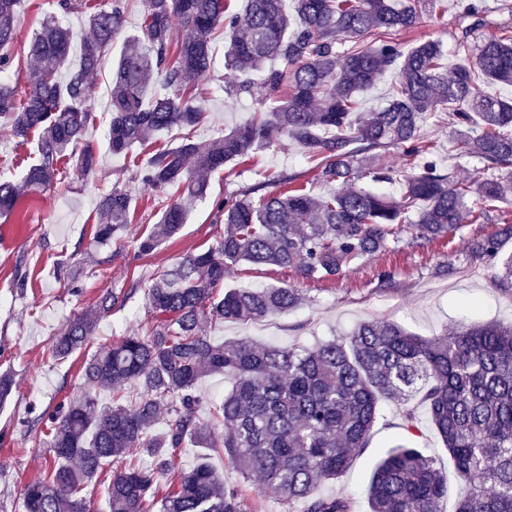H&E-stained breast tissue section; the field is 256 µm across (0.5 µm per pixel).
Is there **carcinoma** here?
<instances>
[{"label": "carcinoma", "instance_id": "carcinoma-1", "mask_svg": "<svg viewBox=\"0 0 512 512\" xmlns=\"http://www.w3.org/2000/svg\"><path fill=\"white\" fill-rule=\"evenodd\" d=\"M21 0H0V49L17 35ZM29 41L25 84L11 79L13 62L0 53V120L19 145L35 143L20 180L0 178V214L12 212L28 189L48 190L68 160L92 178L97 161L85 139L94 121L89 81L125 22L126 0H55ZM82 14L90 36L73 51L75 33L58 16ZM458 39L464 62L448 71L438 40L403 51L395 35L423 16L396 0H147L139 35L128 39L113 71L106 130L109 152L148 146V136L205 123L196 81L214 69V36L229 35L224 67L244 76L235 90L260 109L201 148L189 138L148 152L137 171L163 192L177 188L153 230L140 237L142 255L186 223L206 198L207 176L247 160L272 134H282L335 186L316 195L284 176L277 190L216 200L224 231L217 245L190 253L156 273L147 298L154 320L146 334L99 347L83 366L84 386L49 416V459L43 475L22 490L23 512H96L88 485L103 478L107 512H246L239 489L224 486L210 465L224 455L241 476L262 477L288 512H352L344 497L317 488L341 478L367 449L381 404L404 405L408 437L385 449L368 486L369 512H444L448 477L414 441L420 410L448 451L460 479L454 512H512V325H457L451 334L423 337L386 319L356 327L345 341L314 348L216 342L201 321H252L286 313L303 300L288 284L224 289L226 269L239 262L296 269L307 279L335 277L351 262L383 250L405 232L424 243L461 225L495 222L493 212L512 191V100L483 84L512 83V26L492 25L471 0ZM181 35L174 36V27ZM490 33L470 57V37ZM347 48L338 51V46ZM394 71V91L377 112L358 110V93ZM151 103H144L148 90ZM442 104L452 106L450 143L481 164L464 180L436 160L399 173L380 163V148L410 159L427 152L421 125ZM399 176L400 198L355 186ZM132 199L120 187L99 200L94 242L119 241L132 223ZM497 237L476 238L475 258H494ZM126 296L101 293L54 340L51 354L69 357L85 346L100 319ZM235 377L224 400L199 412L203 378ZM106 392L107 402L99 399ZM224 426V439L214 428ZM191 443L197 461L178 468ZM138 449L147 467H112ZM301 510H295L296 506Z\"/></svg>", "mask_w": 512, "mask_h": 512}]
</instances>
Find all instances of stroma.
Masks as SVG:
<instances>
[{
    "label": "stroma",
    "instance_id": "stroma-1",
    "mask_svg": "<svg viewBox=\"0 0 512 512\" xmlns=\"http://www.w3.org/2000/svg\"><path fill=\"white\" fill-rule=\"evenodd\" d=\"M145 5L146 0H127L124 29L105 57L101 75L91 83L95 121L85 138L97 153L96 176L88 180L72 166H64L55 188L28 192L18 212L0 216V374H9L14 384L10 399L0 406V512H22L20 493L41 475L48 458L42 419L82 387L87 353L123 336L145 334L152 321L147 291L156 271L215 245L223 226L216 220L213 199L268 186L277 177L291 174L316 192L327 190L289 139L273 137L250 163L230 164L212 174L207 200L197 205L181 231L152 254H139L136 241L158 221L167 197L137 179L141 148H134L128 158L109 153L104 122L108 76L126 38L138 34ZM49 9V0H21L17 36L6 48L16 73L24 72L28 43ZM461 30L458 0H444L425 16L423 24L400 33L397 41L407 50L424 40H440L453 66L459 61L456 42ZM235 81L220 59L213 75L202 81L208 118L192 129L195 142L207 144L252 119L257 102L246 94L226 92ZM449 123L448 107H440L436 116L424 122L422 136L442 168L464 178L478 162L453 151L448 141ZM115 186L130 194L134 220L124 227L122 246L92 248L99 222L97 197ZM494 230L491 224H466L452 238L424 244L405 234L390 242L386 250L349 264L337 277L306 279L289 268L233 265L224 274L225 287L290 284L301 289L304 300L285 314L256 322L212 323L206 331L219 342L248 338L311 348L346 338L357 324L374 318L394 321L421 336L443 334L459 323H510L512 288L498 282V264L470 254L472 239ZM20 273L28 277L23 288L15 285ZM108 289L124 294V304L103 318L85 349L67 359L53 360L50 349L55 337ZM384 414V420L371 432L368 450L340 482L319 489L323 495L351 498L353 512H368L366 490L377 454L402 437L398 406L387 403ZM211 463L223 472L225 485L239 487L247 512H288L287 505L260 479L244 481L219 455L213 456Z\"/></svg>",
    "mask_w": 512,
    "mask_h": 512
}]
</instances>
